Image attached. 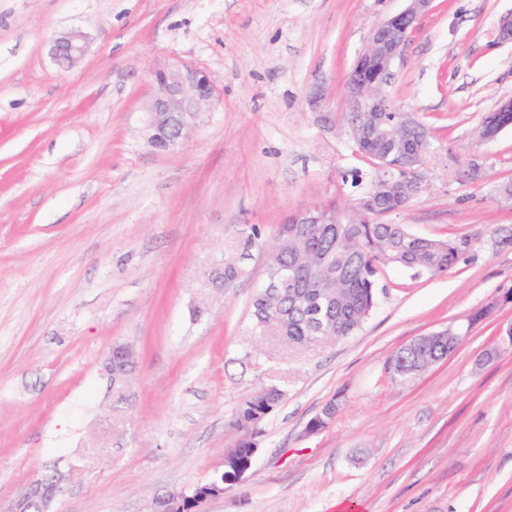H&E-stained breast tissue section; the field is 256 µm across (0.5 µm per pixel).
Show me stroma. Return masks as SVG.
Returning a JSON list of instances; mask_svg holds the SVG:
<instances>
[{"label": "stroma", "instance_id": "35a3bbf8", "mask_svg": "<svg viewBox=\"0 0 512 512\" xmlns=\"http://www.w3.org/2000/svg\"><path fill=\"white\" fill-rule=\"evenodd\" d=\"M403 0H0V512L38 474L51 512H152L207 480L240 407L284 397L253 467L206 512H512V128L476 127L512 98V0H433L387 88L430 133L424 190L393 221L477 241L448 274L385 270L379 305L333 345L252 332L266 244L293 214L346 206L345 87L373 26ZM86 43L59 66L53 40ZM205 70L216 100L176 152L146 143L150 69ZM333 96L322 123L317 80ZM257 228L262 244L245 248ZM243 269L226 292L211 274ZM494 311L479 322L471 315ZM465 325L454 352L400 380L391 356ZM129 347L113 383L104 362ZM499 353L489 362L482 355ZM336 414L309 432L328 404Z\"/></svg>", "mask_w": 512, "mask_h": 512}]
</instances>
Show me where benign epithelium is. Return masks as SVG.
Returning a JSON list of instances; mask_svg holds the SVG:
<instances>
[{
	"label": "benign epithelium",
	"mask_w": 512,
	"mask_h": 512,
	"mask_svg": "<svg viewBox=\"0 0 512 512\" xmlns=\"http://www.w3.org/2000/svg\"><path fill=\"white\" fill-rule=\"evenodd\" d=\"M406 6L387 16L370 32L363 52L357 58L353 77L346 84L352 111L367 117L374 112H395L386 87L394 78V68L404 58L408 44L406 33L430 10L432 0H405ZM85 53L80 35L67 34L53 42L52 55L62 66L70 67ZM153 87L145 102L144 131L147 143L156 151L175 152L198 125L216 97L215 86L207 72L187 64H162L150 70ZM309 105L326 118L331 92L320 81L313 85ZM485 139L492 140L512 126V100L501 103L483 121ZM132 364L130 352L118 346L110 352L107 369L121 375ZM63 492L60 474L35 477L25 492L10 507V512H49L54 499ZM224 494V486L195 485L190 491L170 493L156 500L152 512H205L206 503Z\"/></svg>",
	"instance_id": "7a95c632"
}]
</instances>
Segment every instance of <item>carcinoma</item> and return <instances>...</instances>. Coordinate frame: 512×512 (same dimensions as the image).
<instances>
[{
  "label": "carcinoma",
  "instance_id": "cac0c4a2",
  "mask_svg": "<svg viewBox=\"0 0 512 512\" xmlns=\"http://www.w3.org/2000/svg\"><path fill=\"white\" fill-rule=\"evenodd\" d=\"M387 136L355 142L358 152L373 166L366 173L351 169L343 181L356 189L352 210L372 219H353L331 202L322 205L326 220L321 224H299L288 219L279 225L277 242L269 252V277L280 271L281 295L252 299L254 328L269 331L290 346L310 343L333 344L356 332L378 304V280L387 268L408 271L415 276L445 275L473 249L470 236L433 239L414 235L406 225L389 217L405 210L409 203L400 193L412 178L411 165L426 159L430 140L425 125L398 132L400 113L381 115ZM241 275L234 262L214 272L215 286L229 287ZM448 357V342L432 338L416 347L407 345L390 360L389 369L406 379L427 370ZM283 397L272 387L248 400L240 409L237 424L243 435L238 447L249 446L250 431Z\"/></svg>",
  "mask_w": 512,
  "mask_h": 512
}]
</instances>
